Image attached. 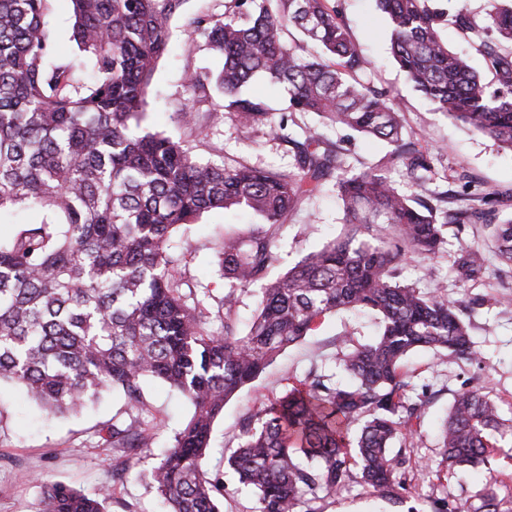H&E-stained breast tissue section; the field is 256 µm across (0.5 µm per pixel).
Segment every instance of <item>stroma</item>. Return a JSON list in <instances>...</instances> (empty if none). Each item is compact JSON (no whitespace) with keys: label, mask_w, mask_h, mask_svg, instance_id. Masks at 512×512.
I'll use <instances>...</instances> for the list:
<instances>
[{"label":"stroma","mask_w":512,"mask_h":512,"mask_svg":"<svg viewBox=\"0 0 512 512\" xmlns=\"http://www.w3.org/2000/svg\"><path fill=\"white\" fill-rule=\"evenodd\" d=\"M336 6L351 37L373 62L360 74L368 86L397 93L402 134L428 152L431 173L415 184L405 166L392 154L387 142L327 124L313 113H292L283 134L268 124H246L233 115L213 120L210 113L193 107L183 85L185 69L212 65L200 41L189 38L190 21L202 14H219L224 0H185L180 15L170 23L169 54L157 68L149 91L145 124L184 141L193 154L211 158L232 168L247 165L276 174L295 170L292 140L309 128L318 129L338 151L345 167L358 170L382 167L395 187L404 193L422 194L433 206L456 207L467 195L495 191L497 214L512 212V152L490 136L473 132L448 119L407 83L390 54L386 22L375 0H330ZM467 173L471 186L459 181ZM259 218L247 210L212 211L203 214L185 232L190 247L179 269L195 287L210 289L222 297L224 279L213 243L227 233L248 234ZM343 230V210L334 181L305 197L286 224L274 230L278 261L270 269L276 278L308 252L321 247ZM444 244L429 257L406 255L399 266L400 279L422 288L445 287L449 298L471 308L470 334L476 360L441 357L422 348L405 361L411 388L410 402L419 404L418 435L412 441H394L405 449L403 504L391 505L375 497L366 486L351 483L339 494L320 500V512H408L422 508L425 500H447L462 512H478L486 485H493L503 512H512V441H501L489 466L449 472L440 444V427L455 395L476 387L498 405L503 417H512V267L502 264L487 236L484 221L448 224L442 228ZM471 246L485 249L486 270L467 280L458 260ZM378 333V316L372 312H340L326 316L299 343L287 348L255 381L224 406L215 421L211 451L203 468L208 476L224 481V512H255V496L237 482L224 466V451L236 447L242 420L256 406L278 396L288 387V376L304 377L309 370L333 382L343 381L338 357L343 338L365 344ZM147 420L159 423L155 447L143 450L129 463L122 481L112 479L114 454L94 445L93 432L119 413L122 402L108 397L79 413L55 419L45 416L16 385L0 386V512H39L43 485L63 482L85 492L101 485L112 488L111 512H160V504L148 480V472L170 446L175 430L189 417L190 403L157 380L143 388Z\"/></svg>","instance_id":"obj_1"}]
</instances>
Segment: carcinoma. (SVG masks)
Wrapping results in <instances>:
<instances>
[{"label":"carcinoma","instance_id":"cac0c4a2","mask_svg":"<svg viewBox=\"0 0 512 512\" xmlns=\"http://www.w3.org/2000/svg\"><path fill=\"white\" fill-rule=\"evenodd\" d=\"M48 2L0 0V212L40 215L0 240V382L23 386L48 416L120 395L125 417L98 431L117 453V474L153 444L143 382H165L193 413L151 468L150 483L166 512H222L224 482L206 478L202 461L225 402L327 315L371 309L381 330L343 353L349 381L309 371L243 420L226 462L256 492L257 512H316L313 502L356 479L399 502L405 460L390 448L397 437H414L418 420L404 359L422 347L473 360L476 353L464 304L438 287L398 280L397 268L408 252L436 253L443 225L484 218L497 194L478 197L479 208L437 210L398 191L377 166L342 169L315 130L289 139L292 175L204 160L142 127L170 20L185 0H70L68 58L55 55ZM434 2L376 0L394 61L439 111L512 151V0H490L481 22ZM449 21L480 39L494 82L448 50ZM290 24L319 55L303 58L284 42ZM190 27L217 61L185 72L186 90L206 111L268 124L278 110L314 112L392 144L416 184L430 171L426 153L402 138L393 92L354 78L369 61L328 0H227L224 13L195 17ZM261 76L288 87L281 108L246 92ZM329 178L344 231L262 288L258 313L236 335L228 317L237 290L265 278L276 262L274 228ZM239 208L262 225L217 245L228 288L217 301L224 334L216 336L205 329L209 292L174 275L187 250L180 230L204 213ZM489 236L512 263V216L489 226ZM460 268L468 279L482 274L483 251L466 249ZM506 437L512 418L491 398L474 388L457 393L443 435L448 469L487 463ZM111 500L108 485L87 493L46 484L40 512H109Z\"/></svg>","mask_w":512,"mask_h":512}]
</instances>
